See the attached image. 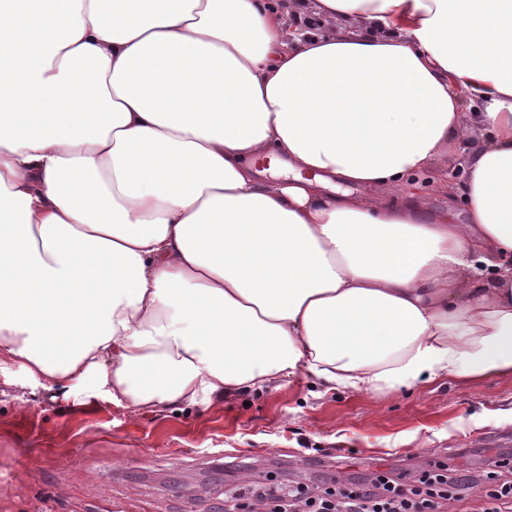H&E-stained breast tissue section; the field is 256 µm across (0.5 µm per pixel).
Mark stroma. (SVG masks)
<instances>
[{
	"label": "stroma",
	"instance_id": "stroma-1",
	"mask_svg": "<svg viewBox=\"0 0 512 512\" xmlns=\"http://www.w3.org/2000/svg\"><path fill=\"white\" fill-rule=\"evenodd\" d=\"M484 140L466 126L434 159L449 184ZM512 381L447 379L386 396L323 392L298 377L160 412H132L28 383L0 367V512H224L252 483L323 487L440 462L486 474L512 445Z\"/></svg>",
	"mask_w": 512,
	"mask_h": 512
}]
</instances>
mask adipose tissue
I'll return each instance as SVG.
<instances>
[{"label": "adipose tissue", "instance_id": "1", "mask_svg": "<svg viewBox=\"0 0 512 512\" xmlns=\"http://www.w3.org/2000/svg\"><path fill=\"white\" fill-rule=\"evenodd\" d=\"M65 4L30 62L0 0V364L135 411L512 380V0ZM484 140V132L477 126H466L450 135L434 159V169L446 174L449 185L461 181L468 154ZM458 176H455L456 174Z\"/></svg>", "mask_w": 512, "mask_h": 512}]
</instances>
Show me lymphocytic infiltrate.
<instances>
[{
	"label": "lymphocytic infiltrate",
	"instance_id": "obj_1",
	"mask_svg": "<svg viewBox=\"0 0 512 512\" xmlns=\"http://www.w3.org/2000/svg\"><path fill=\"white\" fill-rule=\"evenodd\" d=\"M474 490L482 493L483 512H512V480L485 489L471 476H449L443 463L421 472L411 486L381 472L348 486L325 489L317 496L300 485L285 490L257 483L250 497L271 505V512H440L442 501L461 498Z\"/></svg>",
	"mask_w": 512,
	"mask_h": 512
}]
</instances>
